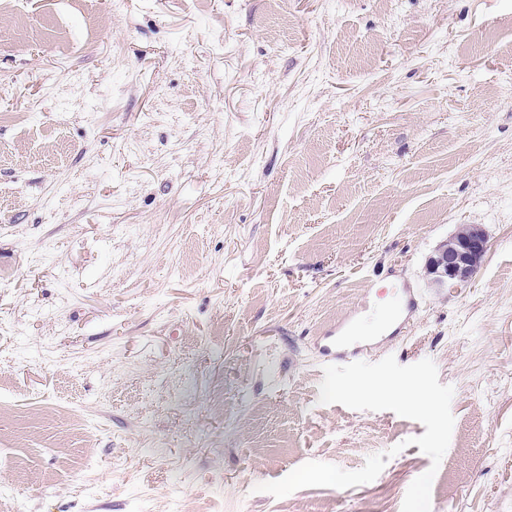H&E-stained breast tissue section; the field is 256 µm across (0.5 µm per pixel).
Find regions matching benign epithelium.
Wrapping results in <instances>:
<instances>
[{
	"label": "benign epithelium",
	"mask_w": 512,
	"mask_h": 512,
	"mask_svg": "<svg viewBox=\"0 0 512 512\" xmlns=\"http://www.w3.org/2000/svg\"><path fill=\"white\" fill-rule=\"evenodd\" d=\"M489 250L485 232L474 226L453 240L450 245L439 247L428 260V273L434 281L456 286L469 282Z\"/></svg>",
	"instance_id": "benign-epithelium-1"
}]
</instances>
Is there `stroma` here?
I'll return each instance as SVG.
<instances>
[{
    "label": "stroma",
    "mask_w": 512,
    "mask_h": 512,
    "mask_svg": "<svg viewBox=\"0 0 512 512\" xmlns=\"http://www.w3.org/2000/svg\"><path fill=\"white\" fill-rule=\"evenodd\" d=\"M402 276L370 359L454 387L436 468L319 401L317 337ZM431 468V512H512V0H0V512H401ZM489 250L485 232L472 226L463 235L453 239L451 245L440 246L428 260V273L434 281L457 286L469 282Z\"/></svg>",
    "instance_id": "stroma-1"
}]
</instances>
